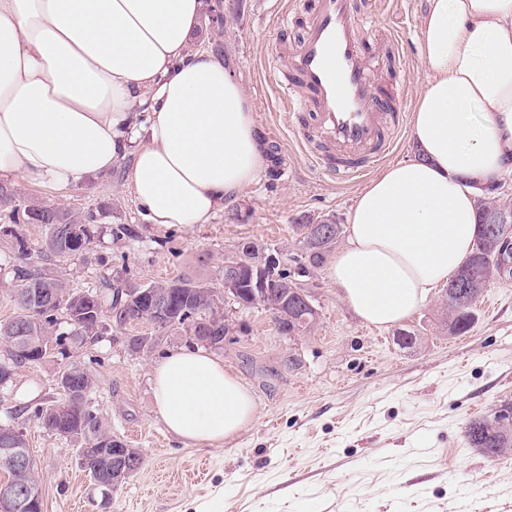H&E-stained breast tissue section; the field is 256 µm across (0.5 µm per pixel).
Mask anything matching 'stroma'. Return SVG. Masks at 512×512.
<instances>
[{
    "mask_svg": "<svg viewBox=\"0 0 512 512\" xmlns=\"http://www.w3.org/2000/svg\"><path fill=\"white\" fill-rule=\"evenodd\" d=\"M284 0H223L224 28H202L197 42L223 57L248 97L266 152L260 180L208 224L162 228L140 211L129 186L131 161L91 178L67 195L10 179L25 205H54L96 214L98 236L88 252L60 260L68 288L102 279L135 282L193 276L219 288L224 256L253 240L279 249L289 268L301 252L293 226L301 220L347 224L365 178L339 185L305 156L282 117L277 86L287 73L270 68ZM374 12L370 41L402 43L376 73L387 95L413 106L426 82L419 58L424 0H357ZM125 225L128 235L111 233ZM319 320L303 336L280 335L264 308H236L242 332L216 356L250 389L253 421L219 447L186 444L169 434L152 395V373L167 354L185 349L184 334L166 332L152 350L134 353L124 339L151 336L139 321L111 328L94 347H74L71 360L92 373L89 403L113 434L144 457L141 469L103 501L77 457L75 442L48 433L7 407L57 394V363L19 368L0 389V426L20 429L38 466L43 512H512V455L489 458L464 430L512 403V278L485 289L475 320L461 336L448 333L445 289L401 327L366 323L343 301L326 268L305 277ZM417 343L397 342L399 329ZM297 362L285 367L288 353Z\"/></svg>",
    "mask_w": 512,
    "mask_h": 512,
    "instance_id": "obj_1",
    "label": "stroma"
}]
</instances>
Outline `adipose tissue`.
Segmentation results:
<instances>
[{
	"label": "adipose tissue",
	"instance_id": "1",
	"mask_svg": "<svg viewBox=\"0 0 512 512\" xmlns=\"http://www.w3.org/2000/svg\"><path fill=\"white\" fill-rule=\"evenodd\" d=\"M204 0H0V177L57 191L131 157L130 187L163 227L210 223L264 165L250 103L219 55L191 46ZM427 82L411 159L358 194L328 267L368 324L401 323L472 252L480 188L512 171V0H427ZM160 416L212 446L256 413L224 362L193 349L153 370Z\"/></svg>",
	"mask_w": 512,
	"mask_h": 512
}]
</instances>
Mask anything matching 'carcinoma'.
Instances as JSON below:
<instances>
[{"label":"carcinoma","mask_w":512,"mask_h":512,"mask_svg":"<svg viewBox=\"0 0 512 512\" xmlns=\"http://www.w3.org/2000/svg\"><path fill=\"white\" fill-rule=\"evenodd\" d=\"M0 205L12 208V213L22 214V223L11 230L13 250L21 257L30 255L23 232L25 224H40L46 233L40 254L44 257L64 258L89 249L95 237L91 224L93 216L82 217L71 211L48 205H26L16 203L13 190L0 186ZM478 235L473 253L456 274L448 280L446 321L452 336L464 334L475 318V308L481 290L497 277L496 261L500 241L505 233L512 234V223L494 230L485 223L489 211L512 213V203L496 200L478 202ZM302 235V259L308 262L310 271L322 267L335 249L342 233L341 225L328 224V234L319 235L311 222L296 225ZM268 250L258 241H245L227 258L237 264V288L244 307L254 306L260 295L272 301L283 302L280 315L274 317L275 326L283 336H300L311 330L316 319L306 313L309 320L303 321L297 309L303 304L300 289L293 287L288 270H280L264 284L255 277V263ZM14 278L21 288H31L35 298L21 300L14 296L18 313L8 321H0V339L13 340L24 336L21 347L28 350L19 356L8 353L0 357V383L8 380L6 372L18 366L39 365L48 355L40 353L39 337L55 334L64 336H101L104 314H110L112 323L125 325L135 321H146L164 332L181 330L190 333L196 322L208 326L210 335H224V317L213 307L212 287L200 279L177 277L170 281L114 284L108 281L100 287L83 292L67 288L59 272L52 268H33L29 265H12ZM150 288L168 299L167 311L158 315L150 304L149 296H140L139 288ZM94 387V380L87 369L78 362L70 363L61 376L59 396L42 402L26 403L22 411L41 422L45 427L63 432L79 442L82 449L80 466L105 489L112 484V472L106 466L103 454L123 447V441L112 434L107 422L87 403ZM65 409V418L58 422L53 417L55 409ZM465 437L470 447L487 457H501L512 453V403L500 406L489 419H476L465 428ZM24 434H14L10 428L0 427V448H24Z\"/></svg>","instance_id":"1"}]
</instances>
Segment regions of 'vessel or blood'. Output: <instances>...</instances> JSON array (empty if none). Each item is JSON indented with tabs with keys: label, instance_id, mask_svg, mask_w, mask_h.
<instances>
[{
	"label": "vessel or blood",
	"instance_id": "b4317fda",
	"mask_svg": "<svg viewBox=\"0 0 512 512\" xmlns=\"http://www.w3.org/2000/svg\"><path fill=\"white\" fill-rule=\"evenodd\" d=\"M371 14L356 0H309L300 38L279 39L273 59L289 77L279 85L289 127L309 158L339 182L386 159L403 125V100L383 94L367 48Z\"/></svg>",
	"mask_w": 512,
	"mask_h": 512
}]
</instances>
